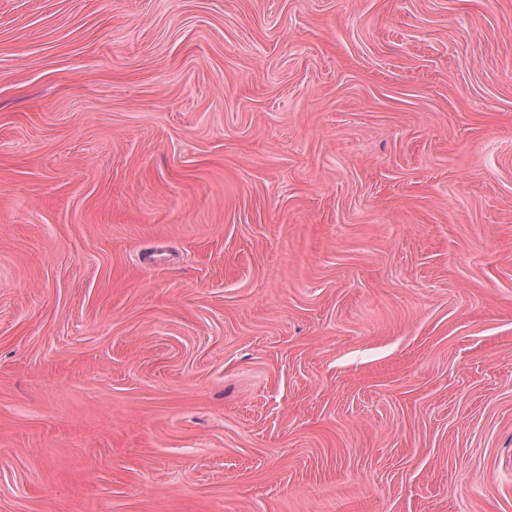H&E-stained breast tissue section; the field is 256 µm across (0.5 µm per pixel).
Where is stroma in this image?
<instances>
[{
	"label": "stroma",
	"mask_w": 512,
	"mask_h": 512,
	"mask_svg": "<svg viewBox=\"0 0 512 512\" xmlns=\"http://www.w3.org/2000/svg\"><path fill=\"white\" fill-rule=\"evenodd\" d=\"M0 512H512V0H0Z\"/></svg>",
	"instance_id": "obj_1"
}]
</instances>
